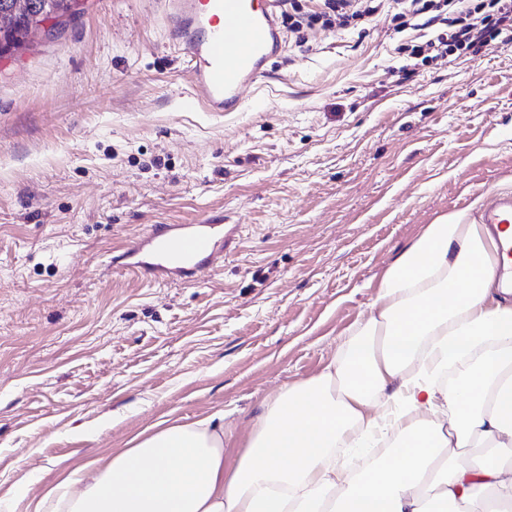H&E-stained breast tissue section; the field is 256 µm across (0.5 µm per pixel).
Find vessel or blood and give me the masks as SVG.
Returning <instances> with one entry per match:
<instances>
[{
    "label": "vessel or blood",
    "mask_w": 512,
    "mask_h": 512,
    "mask_svg": "<svg viewBox=\"0 0 512 512\" xmlns=\"http://www.w3.org/2000/svg\"><path fill=\"white\" fill-rule=\"evenodd\" d=\"M279 2L168 0L173 45L194 89L184 108L201 100L212 112L236 111L245 89L268 76V63L283 45ZM479 221L498 230L500 271L512 275V195L490 197ZM240 233V225L225 223L220 214L193 224H160L131 240L112 264L154 282L189 283L221 266Z\"/></svg>",
    "instance_id": "obj_1"
}]
</instances>
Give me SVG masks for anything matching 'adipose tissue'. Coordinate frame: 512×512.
I'll return each instance as SVG.
<instances>
[{"label": "adipose tissue", "mask_w": 512, "mask_h": 512, "mask_svg": "<svg viewBox=\"0 0 512 512\" xmlns=\"http://www.w3.org/2000/svg\"><path fill=\"white\" fill-rule=\"evenodd\" d=\"M468 213L426 225L321 373L261 405L224 461L223 414L170 422L8 512H512V299ZM466 366L435 378L451 356Z\"/></svg>", "instance_id": "adipose-tissue-1"}]
</instances>
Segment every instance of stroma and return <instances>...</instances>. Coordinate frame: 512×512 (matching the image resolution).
<instances>
[{"label": "stroma", "instance_id": "stroma-1", "mask_svg": "<svg viewBox=\"0 0 512 512\" xmlns=\"http://www.w3.org/2000/svg\"><path fill=\"white\" fill-rule=\"evenodd\" d=\"M304 36L237 112L181 109L163 0H79L58 37L0 57V501L166 420L223 413L234 459L425 225L512 192V45L402 80L391 12ZM219 210L243 235L198 281L111 266Z\"/></svg>", "mask_w": 512, "mask_h": 512}]
</instances>
